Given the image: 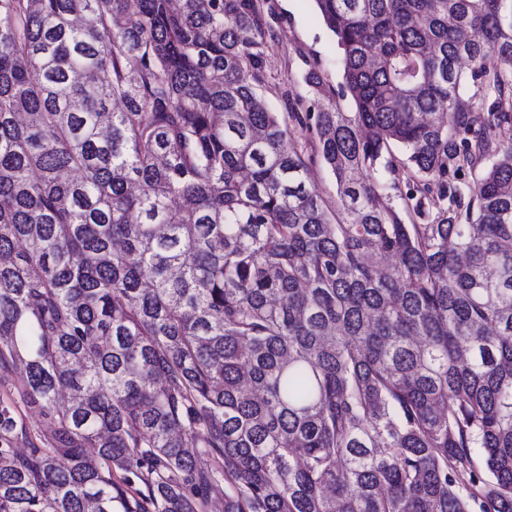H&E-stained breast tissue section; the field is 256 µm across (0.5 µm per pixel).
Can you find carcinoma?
Returning <instances> with one entry per match:
<instances>
[{"label":"carcinoma","instance_id":"cac0c4a2","mask_svg":"<svg viewBox=\"0 0 512 512\" xmlns=\"http://www.w3.org/2000/svg\"><path fill=\"white\" fill-rule=\"evenodd\" d=\"M313 2L334 222L256 0H0V512H512V0ZM308 180L313 188L325 199L327 206L331 210L336 209V191L333 178L327 169L321 164L318 158L314 162L308 163ZM20 373L19 366L8 369L0 368V399L12 402L16 414L24 422L31 439L34 441L43 439L52 431L53 425L42 415L39 407L29 405L19 396Z\"/></svg>","mask_w":512,"mask_h":512}]
</instances>
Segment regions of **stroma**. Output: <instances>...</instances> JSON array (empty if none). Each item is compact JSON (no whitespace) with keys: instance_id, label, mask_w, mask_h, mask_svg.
Segmentation results:
<instances>
[{"instance_id":"obj_1","label":"stroma","mask_w":512,"mask_h":512,"mask_svg":"<svg viewBox=\"0 0 512 512\" xmlns=\"http://www.w3.org/2000/svg\"><path fill=\"white\" fill-rule=\"evenodd\" d=\"M261 13L271 29L264 48L260 96L278 112L283 125L289 126L302 157L309 160L308 180L325 199L328 207L336 205L334 182L321 162L315 161L316 140L312 133L292 126L289 114L307 95L305 77L317 71L324 84L338 88L342 69L335 39L319 17L313 0H295L292 9H285L283 0H259ZM19 368H0V399L12 403L24 422L28 440L43 438L53 426L39 407L29 405L18 393ZM28 440L17 443L26 451Z\"/></svg>"}]
</instances>
